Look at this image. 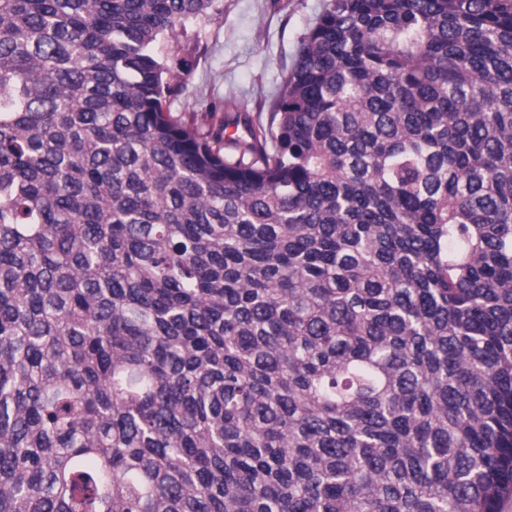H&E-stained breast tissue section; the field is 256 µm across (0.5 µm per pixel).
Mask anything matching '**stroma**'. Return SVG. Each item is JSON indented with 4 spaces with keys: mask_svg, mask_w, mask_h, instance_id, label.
Returning <instances> with one entry per match:
<instances>
[{
    "mask_svg": "<svg viewBox=\"0 0 512 512\" xmlns=\"http://www.w3.org/2000/svg\"><path fill=\"white\" fill-rule=\"evenodd\" d=\"M326 2L221 0L220 14L189 25L188 36L165 45L171 73L183 83L171 111L186 115L228 97L241 113L271 108L301 37Z\"/></svg>",
    "mask_w": 512,
    "mask_h": 512,
    "instance_id": "35a3bbf8",
    "label": "stroma"
}]
</instances>
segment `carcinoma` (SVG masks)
Wrapping results in <instances>:
<instances>
[{"label": "carcinoma", "instance_id": "carcinoma-1", "mask_svg": "<svg viewBox=\"0 0 512 512\" xmlns=\"http://www.w3.org/2000/svg\"><path fill=\"white\" fill-rule=\"evenodd\" d=\"M217 2L0 0V512H500L512 0H328L232 123Z\"/></svg>", "mask_w": 512, "mask_h": 512}]
</instances>
